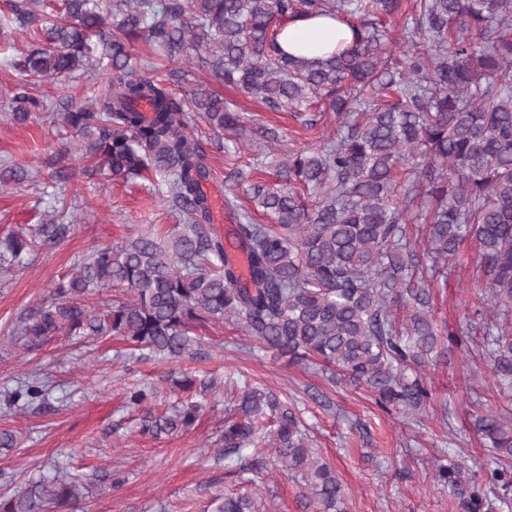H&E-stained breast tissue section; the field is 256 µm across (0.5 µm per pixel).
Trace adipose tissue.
<instances>
[{
  "instance_id": "obj_1",
  "label": "adipose tissue",
  "mask_w": 512,
  "mask_h": 512,
  "mask_svg": "<svg viewBox=\"0 0 512 512\" xmlns=\"http://www.w3.org/2000/svg\"><path fill=\"white\" fill-rule=\"evenodd\" d=\"M351 40L345 24L330 16H313L289 23L279 43L285 53L313 59L338 52Z\"/></svg>"
}]
</instances>
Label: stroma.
I'll return each mask as SVG.
<instances>
[{
    "label": "stroma",
    "mask_w": 512,
    "mask_h": 512,
    "mask_svg": "<svg viewBox=\"0 0 512 512\" xmlns=\"http://www.w3.org/2000/svg\"><path fill=\"white\" fill-rule=\"evenodd\" d=\"M20 31L0 37V238L23 233L51 206L65 207L73 231L39 249L31 264L0 277V434L14 447L0 448V492L63 470L87 483L76 512H217L227 494L246 489L263 501V512H312L311 493L301 477L282 470L268 435L239 454L224 453V420L236 414L244 387L273 393L303 424L316 457L336 470L347 512H465L436 467L465 460L482 472L488 456L473 422L481 408L512 415V390H505L463 346L422 367L430 397L410 416L382 408L376 395L289 355L257 347L241 329L211 323L201 345L175 360L131 349L117 336L79 339L63 333L32 348L13 344L17 319L39 305L51 284L99 245H120L148 234L164 238L180 217L166 203L167 184L154 171L134 183L110 179L96 159L64 155L73 130L39 112L26 122L11 116L10 91L17 74L9 60L32 43ZM185 95L205 85L223 94L241 121L237 142L211 149V191L223 188L236 167L247 181L272 180L286 154L323 143L337 126L331 112H272L248 95L222 86L185 61L157 58L156 72ZM276 129L265 146L256 130ZM464 260L451 269L447 285L432 290L439 326L460 331L471 316L477 282V249L463 245ZM192 378L193 389L178 383ZM36 378L49 390L46 402L9 406L6 392ZM152 393L130 406L133 389ZM202 407L187 428L153 435L146 417L173 414L187 402Z\"/></svg>",
    "instance_id": "35a3bbf8"
}]
</instances>
